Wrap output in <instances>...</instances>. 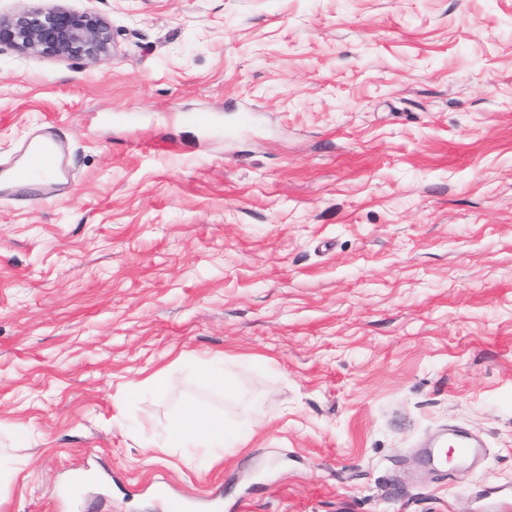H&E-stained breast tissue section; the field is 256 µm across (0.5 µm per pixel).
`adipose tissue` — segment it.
I'll return each instance as SVG.
<instances>
[{
    "mask_svg": "<svg viewBox=\"0 0 512 512\" xmlns=\"http://www.w3.org/2000/svg\"><path fill=\"white\" fill-rule=\"evenodd\" d=\"M161 443L166 448H208L217 461L224 456V426L215 416L200 414L190 407L163 426Z\"/></svg>",
    "mask_w": 512,
    "mask_h": 512,
    "instance_id": "adipose-tissue-1",
    "label": "adipose tissue"
}]
</instances>
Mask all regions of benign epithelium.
Wrapping results in <instances>:
<instances>
[{
  "instance_id": "7a95c632",
  "label": "benign epithelium",
  "mask_w": 512,
  "mask_h": 512,
  "mask_svg": "<svg viewBox=\"0 0 512 512\" xmlns=\"http://www.w3.org/2000/svg\"><path fill=\"white\" fill-rule=\"evenodd\" d=\"M2 45L41 56L79 55L96 60L111 52L112 33L97 15L77 14L52 6L0 19Z\"/></svg>"
}]
</instances>
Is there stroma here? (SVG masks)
Returning a JSON list of instances; mask_svg holds the SVG:
<instances>
[{
  "instance_id": "stroma-1",
  "label": "stroma",
  "mask_w": 512,
  "mask_h": 512,
  "mask_svg": "<svg viewBox=\"0 0 512 512\" xmlns=\"http://www.w3.org/2000/svg\"><path fill=\"white\" fill-rule=\"evenodd\" d=\"M52 5L112 51L0 48V164L52 127L74 170L0 196V512H168L160 478L188 512H479L512 484V0L0 16ZM190 405L241 444L154 447ZM454 426L481 462L425 464Z\"/></svg>"
}]
</instances>
